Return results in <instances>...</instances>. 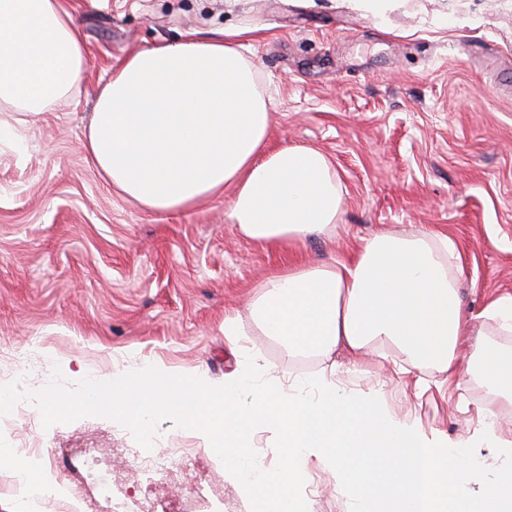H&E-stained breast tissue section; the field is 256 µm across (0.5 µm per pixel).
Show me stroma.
<instances>
[{"mask_svg": "<svg viewBox=\"0 0 512 512\" xmlns=\"http://www.w3.org/2000/svg\"><path fill=\"white\" fill-rule=\"evenodd\" d=\"M86 46L71 94L21 125L22 145L0 141V346H35L42 388L53 367L67 383L111 379L146 362L208 384L247 356H260L283 384L335 367L346 391L382 392L389 411L426 431L467 442L490 388L437 370L399 373L404 357L287 355L250 322L254 287L288 264L315 266L355 253L383 232L451 236L460 255V296L475 329L512 348L491 301L512 297V0H397L385 15L352 0H63ZM233 27L255 29L246 57L273 98L269 149L312 146L329 158L341 187L336 232L294 247L239 237L226 198L159 214L118 195L81 147L101 86L131 52ZM248 320L228 336L225 316ZM429 385L416 395L415 378ZM157 448L198 449L208 501L189 495L188 476L159 491L127 471L134 447L114 420L86 416L32 427L75 475L74 449H97L93 474L160 512H251L241 484L206 440L172 419L156 424ZM311 512H350L332 477L309 462Z\"/></svg>", "mask_w": 512, "mask_h": 512, "instance_id": "35a3bbf8", "label": "stroma"}]
</instances>
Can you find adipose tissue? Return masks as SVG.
I'll list each match as a JSON object with an SVG mask.
<instances>
[{
    "label": "adipose tissue",
    "instance_id": "adipose-tissue-1",
    "mask_svg": "<svg viewBox=\"0 0 512 512\" xmlns=\"http://www.w3.org/2000/svg\"><path fill=\"white\" fill-rule=\"evenodd\" d=\"M247 31L188 32L129 54L101 89L83 148L125 198L157 213L233 193L239 235L292 245L330 233L341 195L326 155L313 147L267 152L271 97L241 49ZM85 64L80 27L60 0H0V133L14 113L38 117L73 90ZM440 233L381 234L345 262L299 266L267 277L250 307L288 355L392 346L402 374L430 364L446 376L476 374L512 401V351L472 335Z\"/></svg>",
    "mask_w": 512,
    "mask_h": 512
}]
</instances>
